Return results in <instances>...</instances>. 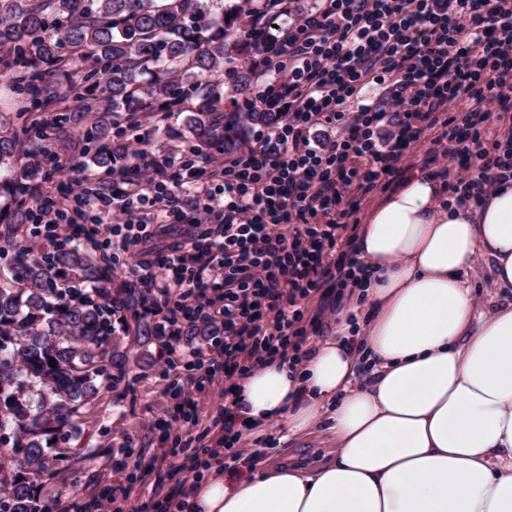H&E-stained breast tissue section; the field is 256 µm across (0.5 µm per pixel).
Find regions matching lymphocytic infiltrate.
<instances>
[{"instance_id":"lymphocytic-infiltrate-1","label":"lymphocytic infiltrate","mask_w":512,"mask_h":512,"mask_svg":"<svg viewBox=\"0 0 512 512\" xmlns=\"http://www.w3.org/2000/svg\"><path fill=\"white\" fill-rule=\"evenodd\" d=\"M251 32L257 93L241 106L280 113L274 127L216 164L192 149L144 157L107 193L54 165L79 221L62 223L46 199L30 235L42 254L79 240L139 253L136 281L167 299L171 339L188 324L222 333L159 373L188 435L207 382L223 375L229 397L269 358L303 360L301 323L326 311L309 313L312 297L342 299L371 276L350 222L366 194L418 155L452 205L478 206L512 181V144L490 141L512 112V0H317L285 26L256 13ZM371 84L379 102L363 98ZM161 234L168 243L152 250Z\"/></svg>"}]
</instances>
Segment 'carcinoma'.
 I'll list each match as a JSON object with an SVG mask.
<instances>
[{
	"instance_id": "carcinoma-1",
	"label": "carcinoma",
	"mask_w": 512,
	"mask_h": 512,
	"mask_svg": "<svg viewBox=\"0 0 512 512\" xmlns=\"http://www.w3.org/2000/svg\"><path fill=\"white\" fill-rule=\"evenodd\" d=\"M249 20L238 0H0V75L32 96L16 112L20 127L0 126V242L23 235L38 206L32 180L46 178L53 160L46 130L71 121V97L84 107L85 159L126 173L136 158L98 143L112 132L109 116L139 95L160 112L192 103L186 132L204 157L236 154L253 126L276 123L258 106L224 111V100L257 92L250 61L260 45ZM85 58L100 68L74 70ZM71 275L89 284L76 299L60 292ZM151 310L146 289L116 281L86 247L23 255L0 281V453L12 462L0 512H43L44 487L91 460L70 440L131 369L153 364L160 327Z\"/></svg>"
}]
</instances>
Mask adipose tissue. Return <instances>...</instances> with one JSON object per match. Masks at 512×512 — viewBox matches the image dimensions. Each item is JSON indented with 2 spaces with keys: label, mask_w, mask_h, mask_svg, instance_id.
Here are the masks:
<instances>
[{
  "label": "adipose tissue",
  "mask_w": 512,
  "mask_h": 512,
  "mask_svg": "<svg viewBox=\"0 0 512 512\" xmlns=\"http://www.w3.org/2000/svg\"><path fill=\"white\" fill-rule=\"evenodd\" d=\"M357 245L374 271L364 318L238 386L248 431L321 429L332 456L211 469L183 512H512V182L471 209L412 177ZM479 256L498 291L482 308L467 280Z\"/></svg>",
  "instance_id": "1"
}]
</instances>
